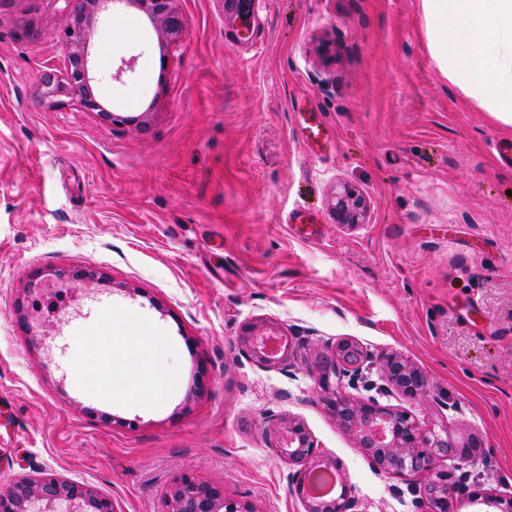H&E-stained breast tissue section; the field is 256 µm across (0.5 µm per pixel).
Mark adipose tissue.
<instances>
[{"label":"adipose tissue","mask_w":512,"mask_h":512,"mask_svg":"<svg viewBox=\"0 0 512 512\" xmlns=\"http://www.w3.org/2000/svg\"><path fill=\"white\" fill-rule=\"evenodd\" d=\"M423 7L445 74L512 125V0H423ZM76 347L74 379L89 391L159 399L176 385L173 370L147 365L166 350V336L141 333L128 317L111 316L105 334L78 337Z\"/></svg>","instance_id":"ef3b65f1"}]
</instances>
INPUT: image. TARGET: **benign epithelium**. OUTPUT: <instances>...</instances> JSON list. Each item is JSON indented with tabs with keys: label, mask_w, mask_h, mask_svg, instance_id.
Segmentation results:
<instances>
[{
	"label": "benign epithelium",
	"mask_w": 512,
	"mask_h": 512,
	"mask_svg": "<svg viewBox=\"0 0 512 512\" xmlns=\"http://www.w3.org/2000/svg\"><path fill=\"white\" fill-rule=\"evenodd\" d=\"M70 23L61 34L67 54V65L60 73H46L41 77L47 97L64 96L76 101L84 110L96 112L111 123L117 121L114 113L96 99L90 75L89 46L97 16L116 6L132 7L157 25L164 36L173 40L184 37L187 24L174 7L175 0H64ZM331 209L336 223L355 226L366 223L369 204L366 197L353 187H336L331 197ZM241 343L257 362L276 367L286 359L289 338L270 328L246 326ZM374 364L373 357L350 339L325 344L312 361L311 372L330 414L338 425L354 434L360 447L366 450L375 466L395 474H420L429 477V486L420 491L426 512H459L454 500L460 498L469 504L480 502L496 512H512V494L504 497L479 484L448 482L449 473L438 470L440 463L458 470L472 463L481 453V441L471 438L466 442H452L444 430L423 429L415 416L407 411H394L378 404L373 397L357 400L347 392L364 379L366 369ZM379 369L386 385L382 392L396 389L403 395L424 405L430 390L423 373L409 360L388 355L379 360ZM383 422L390 430V439L377 452L371 436L372 426ZM270 440L276 451L309 469L336 467L334 460H324L304 423L296 418L273 420ZM308 512H354L351 488L341 483L340 492L328 501L317 504L306 501ZM0 512H112V502L78 481L43 476L14 483L0 493ZM167 512H249L247 506L228 498L224 489L182 473L171 482L167 498Z\"/></svg>",
	"instance_id": "obj_1"
}]
</instances>
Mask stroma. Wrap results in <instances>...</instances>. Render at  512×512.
<instances>
[{"label":"stroma","mask_w":512,"mask_h":512,"mask_svg":"<svg viewBox=\"0 0 512 512\" xmlns=\"http://www.w3.org/2000/svg\"><path fill=\"white\" fill-rule=\"evenodd\" d=\"M175 6L188 31L171 42L138 10L99 15L111 124L43 98L64 0H0V492L55 474L113 512H166L189 473L252 512H306L272 415L340 463L355 512H415L421 478L374 468L320 401L315 349L350 338L431 388L417 408L374 366L355 397L479 438L463 475L512 493V125L440 69L422 0ZM340 183L367 197L366 223L337 224ZM85 267L94 283L56 276ZM115 310L167 336V399L74 383L76 337ZM249 324L289 337L283 365L248 357Z\"/></svg>","instance_id":"obj_1"}]
</instances>
